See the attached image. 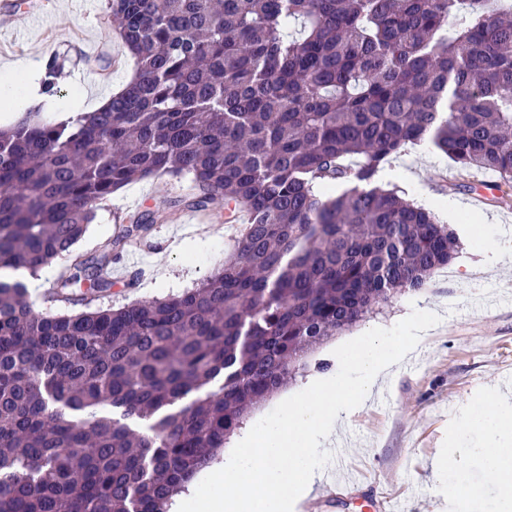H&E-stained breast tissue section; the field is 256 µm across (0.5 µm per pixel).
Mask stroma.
Returning a JSON list of instances; mask_svg holds the SVG:
<instances>
[{"label": "stroma", "mask_w": 512, "mask_h": 512, "mask_svg": "<svg viewBox=\"0 0 512 512\" xmlns=\"http://www.w3.org/2000/svg\"><path fill=\"white\" fill-rule=\"evenodd\" d=\"M106 50L112 66L99 83L85 73L102 66L98 50ZM58 55L63 65L57 77L60 104L69 105L76 90L88 101L110 88L123 85L135 72L134 59L110 33L105 0H42L36 16L0 14V64H45ZM390 169L402 173L398 187L405 198L422 195L459 203L467 221L453 223L454 232H467L468 240L449 268L440 269L421 291L397 297L381 315L349 332L353 339L378 326H392L408 303L438 309L441 321L419 345L373 389L374 395L347 420L336 436L345 445L340 465L357 471L379 497L389 500L387 512H457V487L476 493L472 512H498L501 489L474 460L459 464L460 475L438 484L432 467L439 452L459 447L466 414L491 404L512 381V183L500 184L482 208H474L472 187L457 178V168L430 144L413 147L392 159ZM192 182L167 176L131 183L96 211L86 235L75 245L79 254L94 253L113 235L120 217L151 209L161 217L152 227L148 244L130 248L112 265L115 274H134V287L118 283L95 296V305L118 307L152 297L177 294L195 287L224 260L233 232L223 208L209 216L169 208L168 200L189 195ZM501 225L498 264L481 272L488 252L478 242L482 224ZM171 277L156 286L159 266Z\"/></svg>", "instance_id": "1"}]
</instances>
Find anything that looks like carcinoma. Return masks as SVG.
I'll return each mask as SVG.
<instances>
[{"mask_svg":"<svg viewBox=\"0 0 512 512\" xmlns=\"http://www.w3.org/2000/svg\"><path fill=\"white\" fill-rule=\"evenodd\" d=\"M137 75L108 105L0 130V270L69 256L97 207L188 177L248 222L179 294L90 309L155 216L71 255L43 311L0 276V512H169L321 345L456 256L433 212L377 184L428 142L512 182V7L484 0H107ZM461 17L448 31V18ZM57 55L43 85L54 92ZM350 187L334 194L335 185Z\"/></svg>","mask_w":512,"mask_h":512,"instance_id":"obj_1","label":"carcinoma"}]
</instances>
